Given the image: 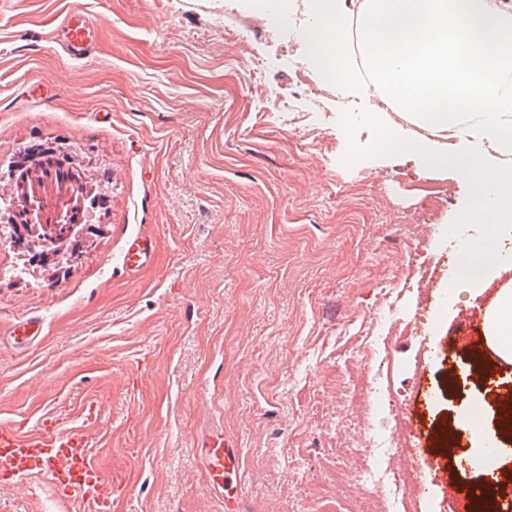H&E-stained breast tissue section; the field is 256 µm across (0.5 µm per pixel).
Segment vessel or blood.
I'll return each instance as SVG.
<instances>
[{
    "instance_id": "obj_1",
    "label": "vessel or blood",
    "mask_w": 512,
    "mask_h": 512,
    "mask_svg": "<svg viewBox=\"0 0 512 512\" xmlns=\"http://www.w3.org/2000/svg\"><path fill=\"white\" fill-rule=\"evenodd\" d=\"M62 27L68 56L80 60L90 55L95 41L94 29L88 25L84 14L78 10L68 12ZM486 315V305L474 307L459 332L461 341L476 353L487 345ZM434 395L433 385L425 378H418L417 412L409 423L411 443L408 452L427 481L431 480L438 466L432 450L435 429L424 417ZM82 419L83 424L79 427L45 420L28 432L21 431L14 422L1 421L0 469L20 478L33 474L46 476L61 497L89 505L93 512H108L117 487L114 481L101 474L93 455L89 427L96 424L98 416L89 407L84 409ZM235 459V449L225 446L222 435L213 436L207 450L212 489L223 490L227 465Z\"/></svg>"
}]
</instances>
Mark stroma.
Listing matches in <instances>:
<instances>
[{
  "instance_id": "1",
  "label": "stroma",
  "mask_w": 512,
  "mask_h": 512,
  "mask_svg": "<svg viewBox=\"0 0 512 512\" xmlns=\"http://www.w3.org/2000/svg\"><path fill=\"white\" fill-rule=\"evenodd\" d=\"M82 9L94 50H62L65 13ZM298 18L273 27L238 0H0V162L57 142L112 190L101 231L60 279L18 274L0 249V421L45 416L92 429L95 460L119 486L111 512H403L370 495L389 440L427 418L496 405L451 383L452 343L476 304L454 294L446 232L468 198L455 171L402 158L345 164L344 111L362 101L317 83ZM444 200L430 205V193ZM145 237L153 261L122 267ZM43 319L16 344L14 322ZM393 396L369 401L372 379ZM240 450L235 507L210 490L213 433ZM0 512H88L40 476L0 480Z\"/></svg>"
}]
</instances>
